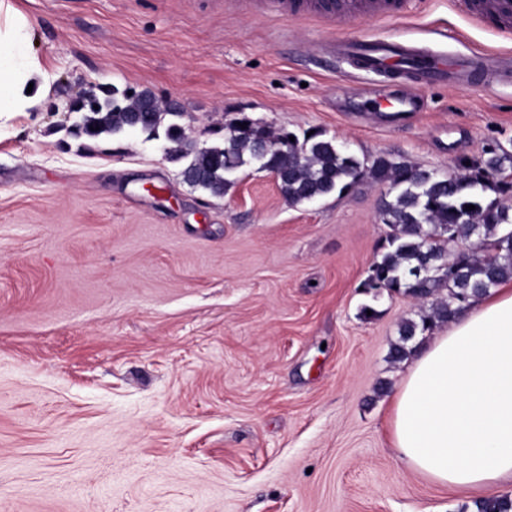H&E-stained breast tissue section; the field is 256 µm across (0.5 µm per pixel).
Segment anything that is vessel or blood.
Returning a JSON list of instances; mask_svg holds the SVG:
<instances>
[{"label": "vessel or blood", "mask_w": 512, "mask_h": 512, "mask_svg": "<svg viewBox=\"0 0 512 512\" xmlns=\"http://www.w3.org/2000/svg\"><path fill=\"white\" fill-rule=\"evenodd\" d=\"M274 6L279 13L289 15H320L324 12L321 0H274ZM404 7L405 0H343L340 11L346 15L380 16L399 13ZM468 8L481 20L512 22V0H469ZM344 53L355 66L379 73L389 69L408 71L423 85L445 83L452 86L474 77L490 83L512 81L511 69L490 67L485 58L476 55L464 56L446 65L431 60L429 53L422 49L369 41L349 44Z\"/></svg>", "instance_id": "vessel-or-blood-1"}]
</instances>
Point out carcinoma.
I'll return each mask as SVG.
<instances>
[{
  "mask_svg": "<svg viewBox=\"0 0 512 512\" xmlns=\"http://www.w3.org/2000/svg\"><path fill=\"white\" fill-rule=\"evenodd\" d=\"M71 110L78 114L73 133L88 140L130 130L154 137L162 116L181 115L173 106H161L148 90L130 93L104 86L92 101H74ZM164 136L170 156L187 160L183 180L216 197L224 196L230 176L248 163L278 175L279 189L291 204L341 195L364 176L387 185L391 198L380 211L385 237L363 288L429 305L418 318L400 322L398 341L389 352L393 362L409 356L417 337L512 279V153L506 149L470 165L461 163L459 172L447 177L386 156L361 160L320 131L292 142L294 133H274L245 114L229 125L221 144L199 148L177 123L168 124ZM451 224L475 225L479 248L448 254ZM474 505L477 512H512L509 496L484 497Z\"/></svg>",
  "mask_w": 512,
  "mask_h": 512,
  "instance_id": "cac0c4a2",
  "label": "carcinoma"
}]
</instances>
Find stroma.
<instances>
[{"mask_svg": "<svg viewBox=\"0 0 512 512\" xmlns=\"http://www.w3.org/2000/svg\"><path fill=\"white\" fill-rule=\"evenodd\" d=\"M54 74L0 123V512H468L389 442L418 304L363 290L386 186L293 205L241 168L224 196L185 183L164 137H75L93 85L177 102L198 146L238 113L314 130L358 158L444 174L512 152V83L408 86L338 42L512 55L467 0L402 14L290 17L265 0H15ZM371 306L375 314L364 317Z\"/></svg>", "mask_w": 512, "mask_h": 512, "instance_id": "1", "label": "stroma"}]
</instances>
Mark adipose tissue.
Returning a JSON list of instances; mask_svg holds the SVG:
<instances>
[{
    "instance_id": "adipose-tissue-1",
    "label": "adipose tissue",
    "mask_w": 512,
    "mask_h": 512,
    "mask_svg": "<svg viewBox=\"0 0 512 512\" xmlns=\"http://www.w3.org/2000/svg\"><path fill=\"white\" fill-rule=\"evenodd\" d=\"M34 27L0 0V117L40 107L54 80ZM390 441L410 469L454 493L512 487V280L448 322L409 362Z\"/></svg>"
}]
</instances>
